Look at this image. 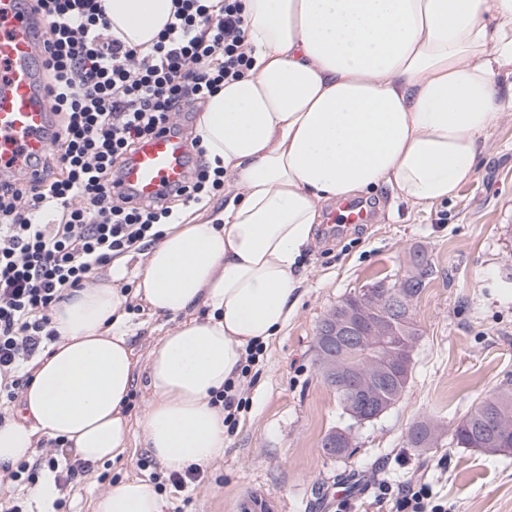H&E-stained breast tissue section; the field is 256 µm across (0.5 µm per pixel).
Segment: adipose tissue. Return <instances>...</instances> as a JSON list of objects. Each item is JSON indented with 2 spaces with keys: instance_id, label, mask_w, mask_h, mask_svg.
Masks as SVG:
<instances>
[{
  "instance_id": "1",
  "label": "adipose tissue",
  "mask_w": 512,
  "mask_h": 512,
  "mask_svg": "<svg viewBox=\"0 0 512 512\" xmlns=\"http://www.w3.org/2000/svg\"><path fill=\"white\" fill-rule=\"evenodd\" d=\"M253 65L201 112L197 133L234 193L215 215L169 224L136 264L135 297L169 317L145 366L139 421L167 471L224 455V408L249 353L297 312L298 259L326 201L386 185L413 207L474 179L492 129L512 116V0H245ZM111 30L152 46L173 0H103ZM112 283L55 307L58 340L36 361L22 419L0 425V468L61 437L87 463L117 458L136 360L127 297ZM153 484L129 479L95 512H163Z\"/></svg>"
}]
</instances>
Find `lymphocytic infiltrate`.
Returning <instances> with one entry per match:
<instances>
[{"instance_id": "lymphocytic-infiltrate-1", "label": "lymphocytic infiltrate", "mask_w": 512, "mask_h": 512, "mask_svg": "<svg viewBox=\"0 0 512 512\" xmlns=\"http://www.w3.org/2000/svg\"><path fill=\"white\" fill-rule=\"evenodd\" d=\"M47 50L42 80L58 116L60 146L35 180L0 178V424L32 380L34 356L57 338L50 314L67 292L91 284L112 260L160 240L182 210L224 190L199 138L187 185L154 204L113 193L137 146L160 131L182 133L177 117L199 111L252 58L243 49L244 0H174L150 50L110 35L101 0H27ZM388 512H455L431 486L381 480Z\"/></svg>"}]
</instances>
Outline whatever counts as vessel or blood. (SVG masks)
<instances>
[{
	"label": "vessel or blood",
	"instance_id": "b4317fda",
	"mask_svg": "<svg viewBox=\"0 0 512 512\" xmlns=\"http://www.w3.org/2000/svg\"><path fill=\"white\" fill-rule=\"evenodd\" d=\"M38 20L21 0H0V176L33 175L35 160L59 146L56 116L41 77ZM192 157L185 140L164 132L142 143L117 178V188L141 201L184 185ZM369 210L343 201L334 224H365Z\"/></svg>",
	"mask_w": 512,
	"mask_h": 512
}]
</instances>
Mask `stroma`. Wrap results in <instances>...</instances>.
I'll list each match as a JSON object with an SVG mask.
<instances>
[{
	"instance_id": "stroma-1",
	"label": "stroma",
	"mask_w": 512,
	"mask_h": 512,
	"mask_svg": "<svg viewBox=\"0 0 512 512\" xmlns=\"http://www.w3.org/2000/svg\"><path fill=\"white\" fill-rule=\"evenodd\" d=\"M363 198L374 205L371 223L329 241L314 234L300 258L297 313L262 350L257 376L242 380L249 406L227 433L223 458L179 492L133 433L115 461L88 466L63 490L65 512H95L100 493L134 477L162 481L164 512H336L341 496L358 512H386L373 481L410 477L430 483L456 512H512V451L459 448L448 433L512 377V119L490 132L475 179L455 197L412 208L380 186ZM415 252L425 254L432 274L414 302L418 338L406 392L354 429L346 455L329 456L326 435L348 420L320 374L318 325L346 297L402 278ZM128 302L142 366L167 321L136 297ZM422 421L439 428L429 448L409 442Z\"/></svg>"
}]
</instances>
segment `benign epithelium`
I'll list each match as a JSON object with an SVG mask.
<instances>
[{
  "mask_svg": "<svg viewBox=\"0 0 512 512\" xmlns=\"http://www.w3.org/2000/svg\"><path fill=\"white\" fill-rule=\"evenodd\" d=\"M415 299L383 279L355 300L337 305L319 326L317 352L327 383L350 397L348 413L358 425L389 409L372 399L378 384L388 377L398 381L410 370ZM326 444L329 449L351 447L350 430L330 432Z\"/></svg>",
  "mask_w": 512,
  "mask_h": 512,
  "instance_id": "benign-epithelium-1",
  "label": "benign epithelium"
}]
</instances>
